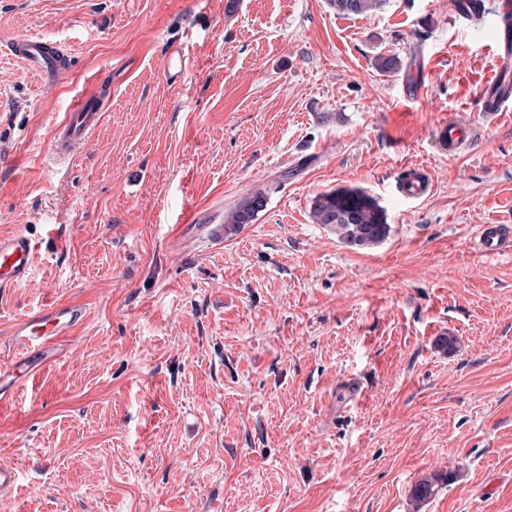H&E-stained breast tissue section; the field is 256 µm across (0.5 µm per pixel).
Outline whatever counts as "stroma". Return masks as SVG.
<instances>
[{"label": "stroma", "instance_id": "1", "mask_svg": "<svg viewBox=\"0 0 512 512\" xmlns=\"http://www.w3.org/2000/svg\"><path fill=\"white\" fill-rule=\"evenodd\" d=\"M503 3L0 0V237L37 245L0 348L40 309L88 313L0 387V512H512V251L477 249L512 225V111L480 98ZM23 36L65 48L55 78L11 55ZM91 89L102 119L52 167ZM450 119L474 129L453 156ZM413 168L432 191L407 201ZM340 187L378 200L385 242L313 223ZM258 188L256 219L212 238ZM386 0H329L331 7L340 15H361L383 6ZM511 233L504 224H486L479 235V251L485 256H496L511 248ZM444 479L443 475L433 474L415 484L412 489V497L416 502V507L428 502L438 491L439 483Z\"/></svg>", "mask_w": 512, "mask_h": 512}]
</instances>
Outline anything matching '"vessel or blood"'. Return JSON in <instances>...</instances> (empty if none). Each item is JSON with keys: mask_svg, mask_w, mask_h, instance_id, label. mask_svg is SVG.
Returning <instances> with one entry per match:
<instances>
[{"mask_svg": "<svg viewBox=\"0 0 512 512\" xmlns=\"http://www.w3.org/2000/svg\"><path fill=\"white\" fill-rule=\"evenodd\" d=\"M501 61L500 77L488 81L482 91L485 111L503 112L512 105V92L503 88L502 75L512 72V32L503 31L497 41ZM12 54L24 61L32 73L41 78L57 74L64 57L63 51L39 36H28L14 41ZM102 117L93 96H82L72 112L57 126L53 147L59 157L66 158L75 146L84 141ZM439 137L449 154L469 143L473 138L471 125L461 121L445 123ZM478 246L482 254L496 256L512 248V228L503 224L484 225ZM36 261V246L23 234L0 238V288L22 284L32 273ZM83 306L58 303L35 314L17 320L11 329L12 356L0 363V381L20 378L39 370L51 357L56 340L70 335L83 323Z\"/></svg>", "mask_w": 512, "mask_h": 512, "instance_id": "vessel-or-blood-1", "label": "vessel or blood"}]
</instances>
